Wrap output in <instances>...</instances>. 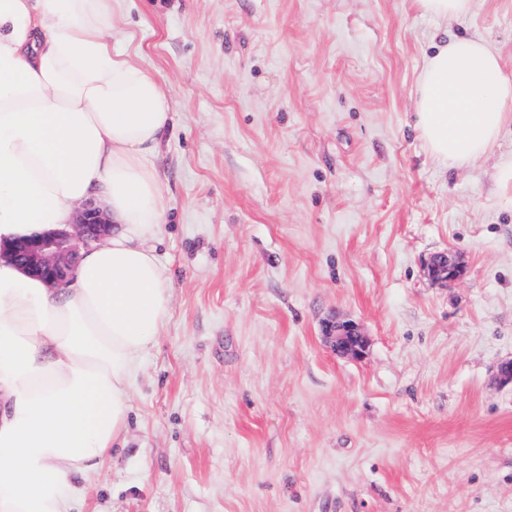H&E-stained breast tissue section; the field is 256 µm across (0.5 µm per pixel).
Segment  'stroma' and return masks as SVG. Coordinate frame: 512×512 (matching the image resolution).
<instances>
[{
    "instance_id": "35a3bbf8",
    "label": "stroma",
    "mask_w": 512,
    "mask_h": 512,
    "mask_svg": "<svg viewBox=\"0 0 512 512\" xmlns=\"http://www.w3.org/2000/svg\"><path fill=\"white\" fill-rule=\"evenodd\" d=\"M115 50L165 89L154 164L166 325L121 448L76 512H512V204L416 127L435 44L512 76V0H114ZM460 253L432 282L425 262ZM359 322L367 355L322 325ZM471 0H418L424 14L438 19L458 18L469 11ZM431 280L447 286L460 278L463 264L457 252L442 251L432 254L425 263ZM324 337L336 354L351 359H362L368 348V340L361 326L336 317L324 326Z\"/></svg>"
}]
</instances>
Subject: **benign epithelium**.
Instances as JSON below:
<instances>
[{"instance_id":"obj_1","label":"benign epithelium","mask_w":512,"mask_h":512,"mask_svg":"<svg viewBox=\"0 0 512 512\" xmlns=\"http://www.w3.org/2000/svg\"><path fill=\"white\" fill-rule=\"evenodd\" d=\"M111 227L109 219L98 209H82L71 230L47 234L38 239L22 241L8 248L0 246V256L7 254L34 276L59 285L75 270L80 246L100 241ZM431 280L448 285L460 278L463 264L460 255L452 251L432 254L425 263ZM326 341L336 354L359 360L366 354L368 340L361 326L336 318L324 326Z\"/></svg>"}]
</instances>
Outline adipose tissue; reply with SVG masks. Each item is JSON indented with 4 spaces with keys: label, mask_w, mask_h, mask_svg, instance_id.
Listing matches in <instances>:
<instances>
[{
    "label": "adipose tissue",
    "mask_w": 512,
    "mask_h": 512,
    "mask_svg": "<svg viewBox=\"0 0 512 512\" xmlns=\"http://www.w3.org/2000/svg\"><path fill=\"white\" fill-rule=\"evenodd\" d=\"M112 39V0H0V242L64 228L92 198L116 224L56 286L0 259V512H70L126 431L168 314L153 160L173 114ZM510 102L496 52L458 38L425 59L417 128L442 166L473 162Z\"/></svg>",
    "instance_id": "obj_1"
}]
</instances>
